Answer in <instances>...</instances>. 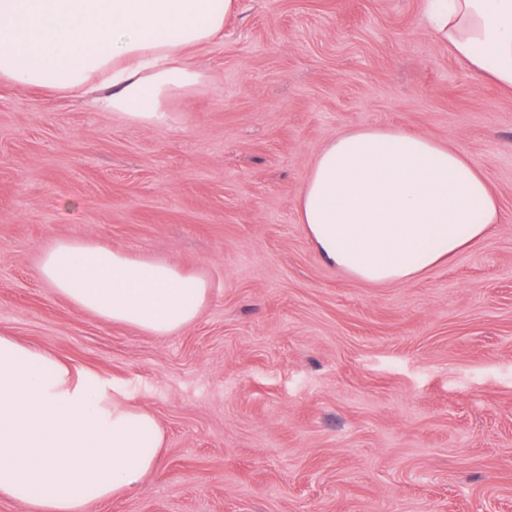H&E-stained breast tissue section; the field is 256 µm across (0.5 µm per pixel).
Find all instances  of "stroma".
<instances>
[{"instance_id":"obj_1","label":"stroma","mask_w":512,"mask_h":512,"mask_svg":"<svg viewBox=\"0 0 512 512\" xmlns=\"http://www.w3.org/2000/svg\"><path fill=\"white\" fill-rule=\"evenodd\" d=\"M191 56L202 83L148 125L0 82V335L165 435L90 512H512V91L449 54L422 0H241ZM370 125L475 161L501 224L408 283L326 265L297 196ZM76 235L202 277L206 306L167 336L86 313L38 270Z\"/></svg>"}]
</instances>
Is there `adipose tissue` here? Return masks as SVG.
<instances>
[{"label":"adipose tissue","mask_w":512,"mask_h":512,"mask_svg":"<svg viewBox=\"0 0 512 512\" xmlns=\"http://www.w3.org/2000/svg\"><path fill=\"white\" fill-rule=\"evenodd\" d=\"M236 10L237 0H0V79L152 124L202 79L188 50ZM424 18L454 58L512 90V0H425ZM297 212L329 267L372 284L410 282L502 221L472 160L389 126L328 141ZM39 274L83 311L156 336L190 325L209 297L176 265L82 238L58 240ZM163 445L153 416L117 405L97 374L0 336V496L30 512H89L154 472Z\"/></svg>","instance_id":"obj_1"}]
</instances>
